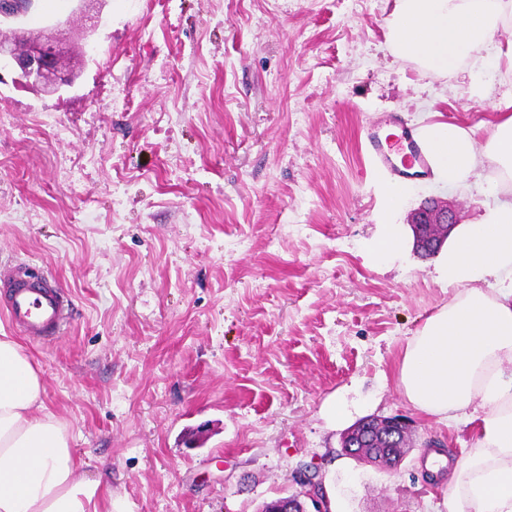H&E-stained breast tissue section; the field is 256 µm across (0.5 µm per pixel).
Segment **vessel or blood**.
<instances>
[{
    "label": "vessel or blood",
    "mask_w": 512,
    "mask_h": 512,
    "mask_svg": "<svg viewBox=\"0 0 512 512\" xmlns=\"http://www.w3.org/2000/svg\"><path fill=\"white\" fill-rule=\"evenodd\" d=\"M404 142L414 177H425L432 168L425 143L411 133ZM0 288L5 291L0 312L22 336L45 341L64 334L70 320V299L51 274L22 264L7 267L0 271Z\"/></svg>",
    "instance_id": "vessel-or-blood-1"
}]
</instances>
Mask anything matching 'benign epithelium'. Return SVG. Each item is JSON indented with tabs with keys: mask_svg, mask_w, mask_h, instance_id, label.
Wrapping results in <instances>:
<instances>
[{
	"mask_svg": "<svg viewBox=\"0 0 512 512\" xmlns=\"http://www.w3.org/2000/svg\"><path fill=\"white\" fill-rule=\"evenodd\" d=\"M35 2L37 0H0V23H17V34H25L21 24L34 9ZM71 54L62 24L57 23L40 37L27 40L22 47L0 42V69L16 70L32 85L46 93H55L74 85L76 71L65 63ZM457 223L458 215L450 204H439L432 199L412 214L415 244L439 250L448 237L447 231ZM407 430L409 423L405 418L389 416L385 418L378 438L394 441L398 434ZM298 485L299 491L295 494L267 502L263 512H330L319 470L304 472Z\"/></svg>",
	"mask_w": 512,
	"mask_h": 512,
	"instance_id": "1",
	"label": "benign epithelium"
}]
</instances>
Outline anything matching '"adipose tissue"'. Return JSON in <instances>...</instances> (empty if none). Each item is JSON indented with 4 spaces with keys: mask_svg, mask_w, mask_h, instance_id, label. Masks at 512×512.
Returning <instances> with one entry per match:
<instances>
[{
    "mask_svg": "<svg viewBox=\"0 0 512 512\" xmlns=\"http://www.w3.org/2000/svg\"><path fill=\"white\" fill-rule=\"evenodd\" d=\"M396 57L445 74L491 60L512 69V0H395L387 19ZM437 179L458 186L492 169L489 202L477 220L456 225L435 264L456 296L408 343L399 369L414 408L474 423L477 445L448 473V512H512V115L486 146L472 133L428 124ZM39 372L18 343L0 336V512H98L112 492L87 481L66 427L43 400Z\"/></svg>",
    "mask_w": 512,
    "mask_h": 512,
    "instance_id": "1",
    "label": "adipose tissue"
}]
</instances>
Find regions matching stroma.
Segmentation results:
<instances>
[{"instance_id":"stroma-1","label":"stroma","mask_w":512,"mask_h":512,"mask_svg":"<svg viewBox=\"0 0 512 512\" xmlns=\"http://www.w3.org/2000/svg\"><path fill=\"white\" fill-rule=\"evenodd\" d=\"M394 0H38L67 23L72 88L0 78V267L42 266L72 300L60 339H19L44 401L112 512H259L318 466L332 512H448L471 427L415 410L398 364L447 304L433 260L372 257L425 199L461 221L477 188L392 176L364 150L397 115L485 144L512 70L426 74L389 51ZM405 415L402 462L341 454L369 416Z\"/></svg>"}]
</instances>
